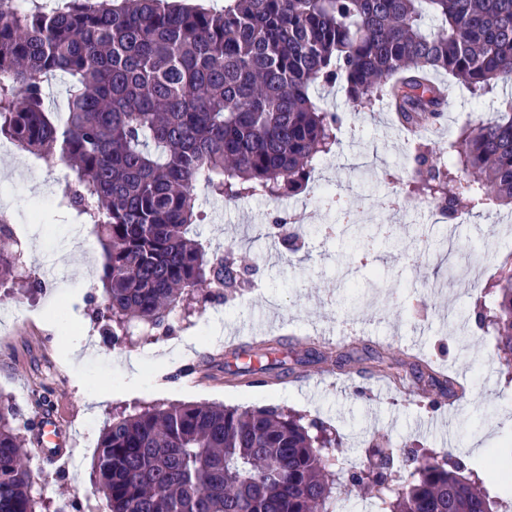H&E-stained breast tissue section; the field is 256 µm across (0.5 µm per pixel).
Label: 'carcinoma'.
<instances>
[{
  "label": "carcinoma",
  "instance_id": "cac0c4a2",
  "mask_svg": "<svg viewBox=\"0 0 512 512\" xmlns=\"http://www.w3.org/2000/svg\"><path fill=\"white\" fill-rule=\"evenodd\" d=\"M0 0V135L39 159L72 166L68 208L91 223L103 256L99 314L120 346L135 326L155 327L195 288L244 283L229 242L208 256L188 237L201 223L202 183L226 201H272L309 188L332 152L342 117L322 108L316 86L338 85L359 110L382 103L401 126L443 116L445 73L484 97L512 80V0H224V11L176 0H67L49 12H13ZM69 79L66 117L45 109L43 79ZM452 158L421 139L395 195L423 196L448 222L476 207L512 206V99L491 119L459 127ZM325 224L363 231L336 202ZM0 212V274L22 265ZM391 240L364 235V249ZM491 298V306L485 299ZM481 327L512 368V253L476 297ZM263 353L233 354L224 373L262 386L296 374ZM410 373L426 406L461 397L458 379L418 357ZM17 413L0 402V512H37L30 454ZM325 426L276 407L240 410L148 406L106 421L93 464L106 512H339L366 490L375 512H505V498L448 451L404 469L395 452L376 475L347 467Z\"/></svg>",
  "mask_w": 512,
  "mask_h": 512
}]
</instances>
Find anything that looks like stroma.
<instances>
[{
  "instance_id": "stroma-1",
  "label": "stroma",
  "mask_w": 512,
  "mask_h": 512,
  "mask_svg": "<svg viewBox=\"0 0 512 512\" xmlns=\"http://www.w3.org/2000/svg\"><path fill=\"white\" fill-rule=\"evenodd\" d=\"M449 92L457 98L453 111L421 134L442 160L458 129L455 114L491 115L487 102L464 88L453 84ZM320 96L325 107L342 115L343 125L336 151L316 170L315 183L335 188L360 223L391 225L398 250L384 247L365 256L317 233V226L332 223L335 215L306 191L276 201L252 197L228 204L198 188L196 204L204 219L194 235L212 253L238 242L244 287L175 309L162 327L114 348L103 343V323L94 314L103 301L101 250L86 235L78 247L63 244L79 220L58 208L56 198L73 171L57 161L0 150V212L10 217L25 272L53 275L34 292L9 282L0 286V397L12 401L24 422L52 412L62 444L76 459L62 475L33 462L32 492L43 512L78 499L103 503L91 482L96 450L80 437L85 422L98 433L113 413L156 404L277 405L337 429L344 454L361 463L373 444L452 449L479 467L484 460L470 455V444L512 452V375L494 353V336L477 326L473 314L475 295L512 247L481 217L447 226L429 223L419 212L414 222H403L385 202L394 178L406 177L411 166L407 135L385 107L357 110L334 89ZM298 208L312 233L303 246L275 247L266 236L271 218ZM51 305L80 333L96 336L92 351L69 358L65 337L43 318ZM296 335L346 347L354 356L350 374L337 375L330 363L314 362L276 384L226 382L225 342L241 347L257 336ZM172 346L178 349L173 368L191 367L193 383H147L144 372ZM409 352L456 375L469 388L466 396L433 411L418 385L396 387L376 373L380 361L401 369ZM98 387L110 389V397L95 401ZM358 387L363 395H355Z\"/></svg>"
}]
</instances>
